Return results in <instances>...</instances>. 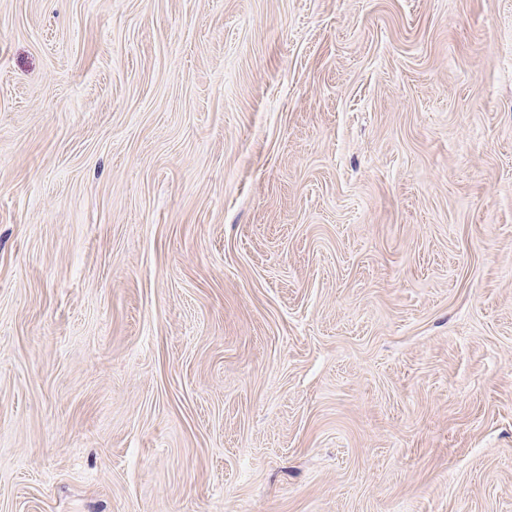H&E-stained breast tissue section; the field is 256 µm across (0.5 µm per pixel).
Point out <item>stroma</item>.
Segmentation results:
<instances>
[{
  "instance_id": "1",
  "label": "stroma",
  "mask_w": 512,
  "mask_h": 512,
  "mask_svg": "<svg viewBox=\"0 0 512 512\" xmlns=\"http://www.w3.org/2000/svg\"><path fill=\"white\" fill-rule=\"evenodd\" d=\"M0 512H512V0H0Z\"/></svg>"
}]
</instances>
